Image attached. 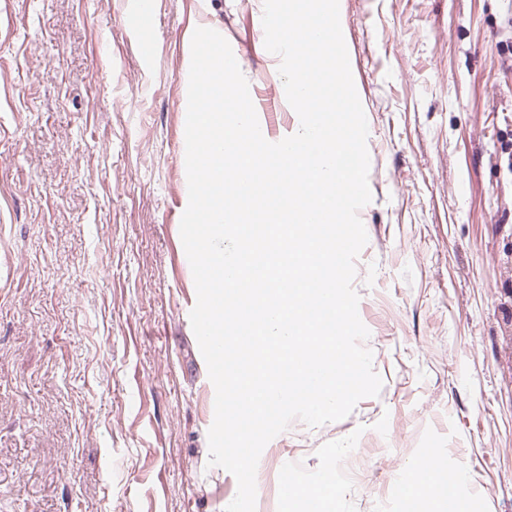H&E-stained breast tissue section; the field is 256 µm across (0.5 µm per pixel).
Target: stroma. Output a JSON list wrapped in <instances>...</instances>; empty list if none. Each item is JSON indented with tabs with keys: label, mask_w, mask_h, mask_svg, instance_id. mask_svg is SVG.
Instances as JSON below:
<instances>
[{
	"label": "stroma",
	"mask_w": 512,
	"mask_h": 512,
	"mask_svg": "<svg viewBox=\"0 0 512 512\" xmlns=\"http://www.w3.org/2000/svg\"><path fill=\"white\" fill-rule=\"evenodd\" d=\"M0 0V512H225L190 323L188 33L230 43L290 129L264 0ZM372 200L353 282L383 387L264 448L256 512H406L409 460L512 512V0H339ZM150 34L155 52L137 43ZM339 488L336 486L335 480L332 482H322L317 486H306L294 483L290 477L286 480L282 487L281 493L288 500L308 499L316 497L319 500V509L321 512H331L336 509V494Z\"/></svg>",
	"instance_id": "stroma-1"
}]
</instances>
